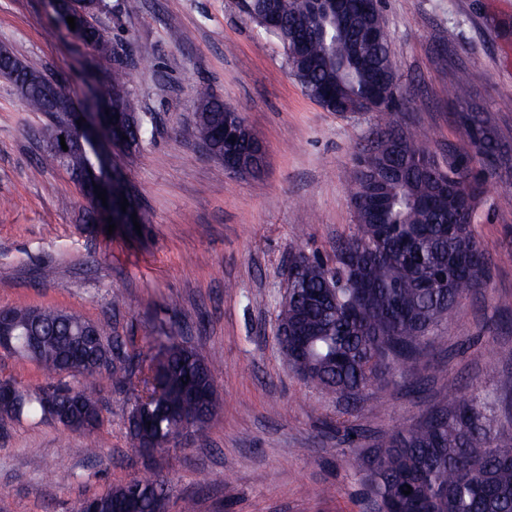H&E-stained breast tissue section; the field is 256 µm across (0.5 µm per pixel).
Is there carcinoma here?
<instances>
[{"label":"carcinoma","instance_id":"1","mask_svg":"<svg viewBox=\"0 0 512 512\" xmlns=\"http://www.w3.org/2000/svg\"><path fill=\"white\" fill-rule=\"evenodd\" d=\"M247 17L284 49L291 72L318 104L334 91L347 102L364 100L377 89L396 85L390 68L389 37L381 8L368 0H350L347 21L335 13H311L306 0H249ZM279 24L266 23V13ZM76 37L99 54L112 46L89 21ZM19 70L14 84L32 112L54 119L58 110L39 88L26 87L38 72L0 48V70ZM106 98L114 112H133L127 152L135 151L151 130V113L143 109L128 84V74L109 75ZM400 98L390 93L380 112L385 118L359 151L350 189L356 230L336 244V266L309 256L299 247L292 260L303 264L300 297L280 305L278 323L307 336V357L296 369L307 382L340 398L354 400L364 389L415 360L431 329L456 316L462 298L484 287L488 258L472 229L478 205L485 202V180L464 151L444 164L418 133L391 120ZM238 116L224 111V101L207 91L195 99V131L210 129ZM468 141L483 155L482 164L512 177V151L504 148L490 118L470 106L459 113ZM358 269L373 288L364 304L349 288L327 283ZM17 325L16 356L37 363L50 382L35 395L0 404V418H47L45 395L60 399L61 426L77 433L102 424V403L90 379L112 364L121 344L109 339L105 326L88 324L75 313L7 307ZM195 376L208 393L203 429L218 408L209 363L194 348L175 341L158 355L137 360L125 382L136 391L128 413L133 444L166 450L177 415L194 411L180 391V381ZM151 412L156 424L142 429L136 418ZM375 457L353 460L363 472L375 501L388 512H512V429L494 431L478 397L460 398L451 412L429 414L418 424L379 440ZM412 487L410 494L403 490ZM137 489L136 512H167L168 487L161 476L135 478L94 496L99 512L126 506Z\"/></svg>","mask_w":512,"mask_h":512}]
</instances>
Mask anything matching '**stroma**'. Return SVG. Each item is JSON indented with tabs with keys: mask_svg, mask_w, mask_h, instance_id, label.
Returning <instances> with one entry per match:
<instances>
[{
	"mask_svg": "<svg viewBox=\"0 0 512 512\" xmlns=\"http://www.w3.org/2000/svg\"><path fill=\"white\" fill-rule=\"evenodd\" d=\"M121 0L94 17L128 52L129 86L152 112L141 148L112 155L142 210L140 236L85 231L76 183L42 167L48 118L28 111L0 77V308L52 307L105 322L126 355L175 340L214 367L220 409L168 450L132 445L133 391L97 381L103 423L70 433L49 420L0 425V512H77L80 500L155 472L169 512H371L352 465L383 434L406 429L461 396L494 399L495 425H512V179L484 171L487 203L474 234L491 261L485 288L439 325L407 382L369 387L357 416L302 380L275 336L288 259L297 248L333 262L355 231L349 187L355 154L375 113L326 111L292 75L281 47L241 12L239 0ZM406 100L397 123L428 136L440 161L468 139L451 86L469 74V99L512 142V0H384ZM0 45L84 100L88 71L108 63L66 36L49 0H0ZM235 107L265 147L256 176L224 172L192 132L197 90ZM100 442L101 453L87 448Z\"/></svg>",
	"mask_w": 512,
	"mask_h": 512,
	"instance_id": "35a3bbf8",
	"label": "stroma"
}]
</instances>
